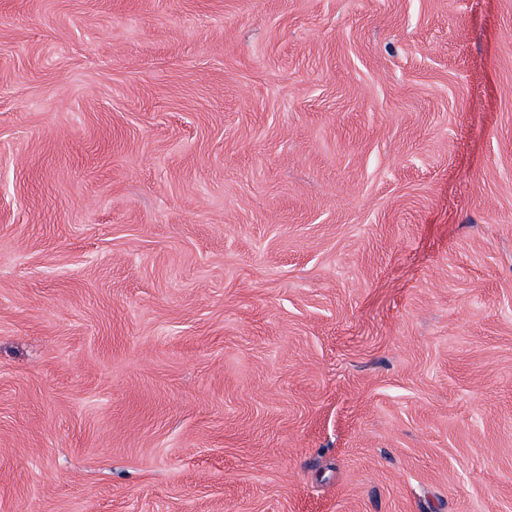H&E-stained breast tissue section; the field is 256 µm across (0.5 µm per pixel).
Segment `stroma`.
Masks as SVG:
<instances>
[{
	"label": "stroma",
	"instance_id": "35a3bbf8",
	"mask_svg": "<svg viewBox=\"0 0 512 512\" xmlns=\"http://www.w3.org/2000/svg\"><path fill=\"white\" fill-rule=\"evenodd\" d=\"M0 512H512V0H0Z\"/></svg>",
	"mask_w": 512,
	"mask_h": 512
}]
</instances>
